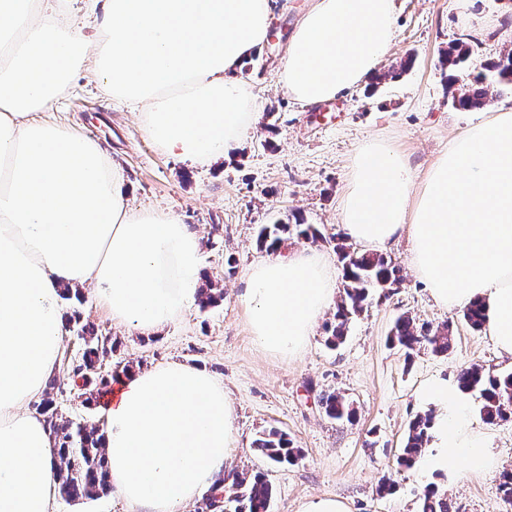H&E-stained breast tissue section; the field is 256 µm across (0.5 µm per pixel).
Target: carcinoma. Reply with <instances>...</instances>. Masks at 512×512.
Instances as JSON below:
<instances>
[{"label": "carcinoma", "instance_id": "carcinoma-1", "mask_svg": "<svg viewBox=\"0 0 512 512\" xmlns=\"http://www.w3.org/2000/svg\"><path fill=\"white\" fill-rule=\"evenodd\" d=\"M474 53L473 45L459 39L448 45L441 60L442 70L468 67ZM512 89V50L499 58L483 64V72L473 80L460 86L452 95L453 104L461 109L476 108L484 104L493 92L502 93ZM295 230L297 236L311 241L326 240L322 231L312 224L301 221L294 225H264L258 233L260 247L272 250L281 242V234ZM336 253L342 263L343 292L337 304L334 323L328 328V345L335 347L346 338L348 323L360 315L372 290L385 281L399 283V269L385 256L378 253H360L343 242L336 243ZM224 300V289L215 286L206 278L205 286L199 289V303L206 308ZM464 319L474 329L483 325V307L479 302L470 304L464 311ZM66 327L77 328L84 341L81 359L73 366L71 380L73 389L79 391L81 405L92 408L93 397L100 394L110 382L109 374L103 371V360L112 352L109 336L97 334L94 327L83 322L82 313L76 309L64 314ZM452 340L450 326L433 328L419 324L408 313L400 314L390 331V342L411 357L415 351L427 350L434 355L448 351ZM458 387L464 392L479 391L483 398L482 414L488 423L512 416V372L490 375L479 366L461 369L456 376ZM41 401L34 405L42 414L51 431L57 449V471L65 474L59 481V492L67 501L92 499L110 491V479L105 454L104 425L88 424L61 412L56 405L48 383ZM325 414L334 420L352 421L356 418L353 402L345 396L329 392L320 398ZM432 416H416L409 425V432L402 454L397 457L401 467H410L425 451L429 442L428 430ZM254 447L266 458L277 462L291 463L300 457V450L293 446L282 431L271 428L260 433ZM273 498L272 484L265 475L258 473H234L231 484L220 477L202 496L198 512H270ZM220 506H215V502ZM418 512H453L448 495L437 489H428L420 499Z\"/></svg>", "mask_w": 512, "mask_h": 512}]
</instances>
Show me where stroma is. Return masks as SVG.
<instances>
[{"label": "stroma", "instance_id": "obj_1", "mask_svg": "<svg viewBox=\"0 0 512 512\" xmlns=\"http://www.w3.org/2000/svg\"><path fill=\"white\" fill-rule=\"evenodd\" d=\"M398 5L397 39L377 82L303 105L276 78L296 21L293 0H273L275 35L239 74L254 90L257 126L228 158L208 167L161 152L144 133L137 111L114 103L86 72L56 106L35 115L93 136L119 164L134 206L171 211L200 237L204 269L224 290L222 305L192 307L154 337L113 325L93 293H86L79 309L84 321L115 343L104 361L106 372L129 363L148 369L176 360L223 383L236 408L238 438L225 467L264 472L275 489L271 512H298L301 503L323 494L343 499L350 512H417L430 487L447 494L454 512H512L500 490L502 471L512 470V419L487 424L479 392L468 393L467 400L474 427L492 436L497 470L467 472L451 482L397 465L410 421L439 411L437 404L421 398L432 382L454 381L460 369L472 365L496 375L512 372V358L501 355L484 330L470 328L462 309L435 304L411 265L407 237L385 251L400 270V284L387 296H373L352 318L338 347L326 344L325 326L334 316L329 310L299 356L266 353L250 333L241 301L248 267L265 256L256 242L261 225L301 214L325 235L313 244L316 250L337 262L326 237L341 232L340 202L360 144L385 140L424 171L451 139L463 134L465 124L439 69L449 43L467 34L475 44L469 68L458 73L463 84L486 61L512 50V0H398ZM408 58L412 67L390 78L392 67ZM230 258L235 261L231 267L226 264ZM403 312L435 327L450 325L448 353L422 351L408 359L390 346V329ZM81 352L76 330H67L57 402L63 413L98 423L101 411L81 406L69 379ZM332 391L353 400L354 421L325 415L319 397ZM270 427L288 434L300 448L295 463L274 465L254 450V439ZM384 477L395 483L391 493L378 491Z\"/></svg>", "mask_w": 512, "mask_h": 512}]
</instances>
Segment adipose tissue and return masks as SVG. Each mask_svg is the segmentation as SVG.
<instances>
[{
	"label": "adipose tissue",
	"instance_id": "obj_1",
	"mask_svg": "<svg viewBox=\"0 0 512 512\" xmlns=\"http://www.w3.org/2000/svg\"><path fill=\"white\" fill-rule=\"evenodd\" d=\"M68 0H0V512H53L55 445L33 407L61 364L62 289L92 286L113 323L150 337L197 301L203 251L171 213L130 206L118 166L93 139L32 115L92 70L140 111L161 151L193 164L226 158L256 121L239 71L260 52L270 0H103L93 36ZM398 31L397 0H306L278 71L296 101L332 100L371 80ZM463 135L426 172L393 145L356 148L340 210L352 240L384 249L407 236L432 298L480 301L483 329L512 358V113H464ZM242 296L258 345L301 353L337 288L317 251H271ZM439 405L417 469L453 475L495 465L459 389ZM113 491L127 512H184L237 447L224 386L182 362L119 374L99 405Z\"/></svg>",
	"mask_w": 512,
	"mask_h": 512
}]
</instances>
